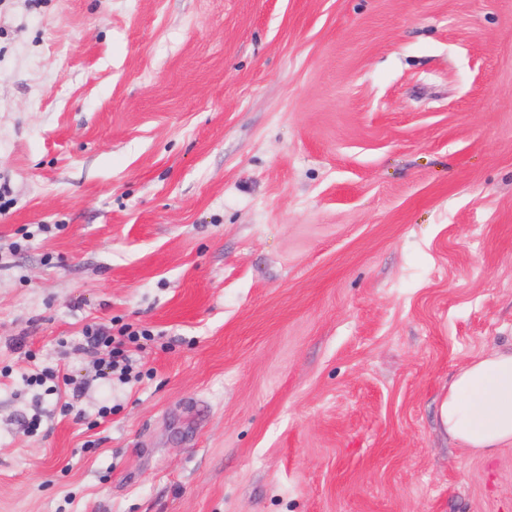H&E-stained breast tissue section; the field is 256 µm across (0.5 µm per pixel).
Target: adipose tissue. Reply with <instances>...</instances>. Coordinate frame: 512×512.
<instances>
[{
	"label": "adipose tissue",
	"instance_id": "1",
	"mask_svg": "<svg viewBox=\"0 0 512 512\" xmlns=\"http://www.w3.org/2000/svg\"><path fill=\"white\" fill-rule=\"evenodd\" d=\"M439 423L465 449L512 444V348L482 352L455 374L440 402Z\"/></svg>",
	"mask_w": 512,
	"mask_h": 512
}]
</instances>
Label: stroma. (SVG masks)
I'll return each mask as SVG.
<instances>
[{
  "mask_svg": "<svg viewBox=\"0 0 512 512\" xmlns=\"http://www.w3.org/2000/svg\"><path fill=\"white\" fill-rule=\"evenodd\" d=\"M0 199V512H512V0H0ZM153 335L151 330L134 328L132 325H123L117 333H112V328L105 331L100 328L87 327L85 330V346L89 349H101L107 351L108 359L100 362L101 375L110 376L119 371L123 376L128 371L130 345L140 347L141 341H150ZM439 423L464 449L512 444V347L482 352L455 374L440 402Z\"/></svg>",
  "mask_w": 512,
  "mask_h": 512,
  "instance_id": "1",
  "label": "stroma"
}]
</instances>
